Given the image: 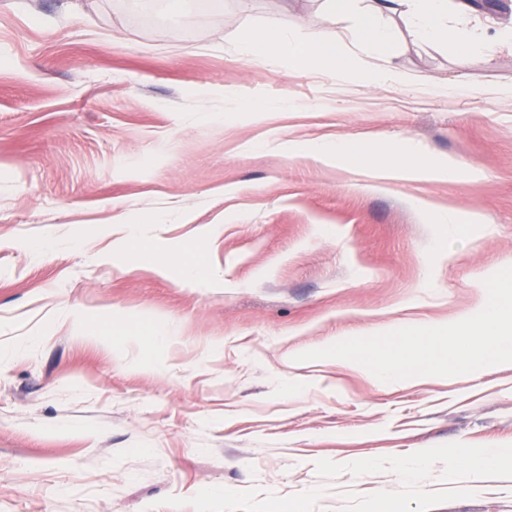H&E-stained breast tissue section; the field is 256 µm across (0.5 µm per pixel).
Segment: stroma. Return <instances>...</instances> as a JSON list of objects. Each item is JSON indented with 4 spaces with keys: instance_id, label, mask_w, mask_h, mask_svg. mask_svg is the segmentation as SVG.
<instances>
[{
    "instance_id": "1",
    "label": "stroma",
    "mask_w": 512,
    "mask_h": 512,
    "mask_svg": "<svg viewBox=\"0 0 512 512\" xmlns=\"http://www.w3.org/2000/svg\"><path fill=\"white\" fill-rule=\"evenodd\" d=\"M300 16L308 43L330 24L322 0H0V512H512V467L448 480L452 449L512 448V368L379 385L297 359L447 325L512 266V51L398 13L399 84L243 59ZM322 141L458 170L378 182ZM199 254L203 283L157 266Z\"/></svg>"
}]
</instances>
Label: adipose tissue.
I'll use <instances>...</instances> for the list:
<instances>
[{
  "mask_svg": "<svg viewBox=\"0 0 512 512\" xmlns=\"http://www.w3.org/2000/svg\"><path fill=\"white\" fill-rule=\"evenodd\" d=\"M357 0H325L327 13L333 21L332 29L310 44L289 37L288 33L257 28L248 36L245 50L256 62H263L266 46H275L299 68L310 71L340 72L353 66V55L344 43L340 23L355 18L360 34L359 49L373 55L384 51L390 39L388 29L381 24L384 13L399 9L409 14L415 38L424 43L454 41L458 51L466 56L481 57L492 46H512V27L499 28L486 34L479 28L457 31L448 24V0H369L365 10H357ZM314 150L324 158L343 162L351 168H373L383 180H412L421 176H444L452 171L449 163L432 165L406 152L395 160L377 164L373 145H344L318 143ZM512 466V448H460L448 461L449 477L473 468Z\"/></svg>",
  "mask_w": 512,
  "mask_h": 512,
  "instance_id": "1",
  "label": "adipose tissue"
}]
</instances>
